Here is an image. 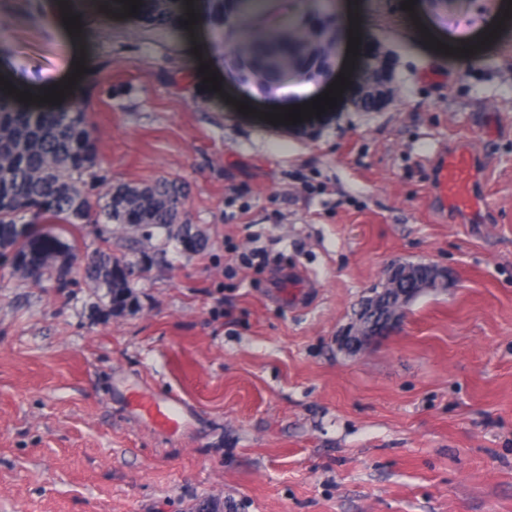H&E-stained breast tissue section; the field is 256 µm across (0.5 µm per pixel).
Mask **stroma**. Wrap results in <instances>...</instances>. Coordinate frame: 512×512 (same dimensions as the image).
Wrapping results in <instances>:
<instances>
[{
  "mask_svg": "<svg viewBox=\"0 0 512 512\" xmlns=\"http://www.w3.org/2000/svg\"><path fill=\"white\" fill-rule=\"evenodd\" d=\"M360 2L357 55L340 39L294 92L230 72L218 0L191 43L121 0H0V61L33 88L67 85L81 56L48 6L106 16L82 87L97 166L115 185L183 183L180 221L206 241L83 224L61 235L66 280L0 263V512H512V28L501 0H419L429 35L409 44L404 0ZM454 37L481 59L436 64ZM379 49L394 69L380 109L342 96L305 134L265 121L339 75L358 83ZM460 138L489 163L485 224L431 213L426 159ZM106 247L135 264L133 309L111 311L82 279L81 259ZM257 248L259 270L241 261ZM399 261L438 266L446 288L340 352ZM292 269L312 279L295 305L279 296ZM136 388L179 396L188 423L153 426L128 403Z\"/></svg>",
  "mask_w": 512,
  "mask_h": 512,
  "instance_id": "stroma-1",
  "label": "stroma"
}]
</instances>
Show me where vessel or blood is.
Here are the masks:
<instances>
[{
  "label": "vessel or blood",
  "mask_w": 512,
  "mask_h": 512,
  "mask_svg": "<svg viewBox=\"0 0 512 512\" xmlns=\"http://www.w3.org/2000/svg\"><path fill=\"white\" fill-rule=\"evenodd\" d=\"M483 168L482 158L467 141L438 148L430 160L433 211L440 216L454 214L470 224L481 221ZM130 399L157 427L173 428L187 419V408L177 396L160 397L137 389L131 392Z\"/></svg>",
  "instance_id": "vessel-or-blood-1"
}]
</instances>
